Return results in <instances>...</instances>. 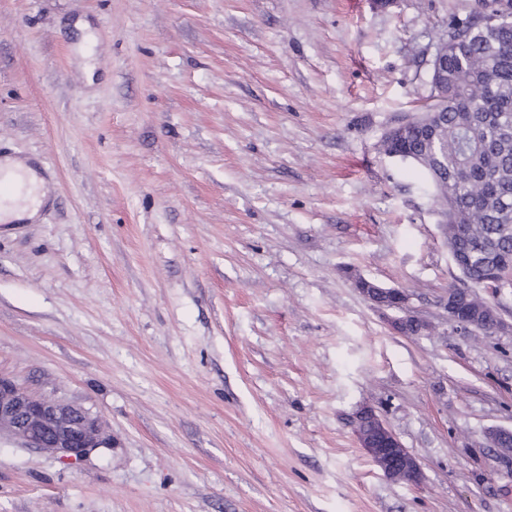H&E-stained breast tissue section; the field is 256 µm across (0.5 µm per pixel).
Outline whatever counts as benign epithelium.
I'll list each match as a JSON object with an SVG mask.
<instances>
[{
    "label": "benign epithelium",
    "instance_id": "benign-epithelium-1",
    "mask_svg": "<svg viewBox=\"0 0 512 512\" xmlns=\"http://www.w3.org/2000/svg\"><path fill=\"white\" fill-rule=\"evenodd\" d=\"M354 286L372 303L381 296L392 299L393 306L402 312L392 320L395 331L406 333L409 321L418 319L407 311L409 296L405 291L384 287L364 277L356 278ZM444 308L449 325L470 330L472 319L464 316L458 289H448ZM4 436L66 460H79L111 442L100 419L89 410L63 399L35 396L13 379L0 375V438ZM357 438L389 479L409 484L422 481L423 471L416 458L370 406L361 407L357 413ZM489 439L503 449L505 456L512 455L511 430L493 429Z\"/></svg>",
    "mask_w": 512,
    "mask_h": 512
}]
</instances>
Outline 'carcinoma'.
<instances>
[{"label": "carcinoma", "mask_w": 512, "mask_h": 512, "mask_svg": "<svg viewBox=\"0 0 512 512\" xmlns=\"http://www.w3.org/2000/svg\"><path fill=\"white\" fill-rule=\"evenodd\" d=\"M482 2V13L448 18L442 75L421 109L437 113L434 132L417 116L378 145L384 155L408 157L433 189L448 246L471 258L459 271L473 285L462 292L473 315L485 302L474 289L509 274L490 263L512 255V0ZM497 14L511 19L487 26Z\"/></svg>", "instance_id": "obj_1"}]
</instances>
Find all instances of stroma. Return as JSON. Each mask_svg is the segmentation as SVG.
Listing matches in <instances>:
<instances>
[{
    "label": "stroma",
    "mask_w": 512,
    "mask_h": 512,
    "mask_svg": "<svg viewBox=\"0 0 512 512\" xmlns=\"http://www.w3.org/2000/svg\"><path fill=\"white\" fill-rule=\"evenodd\" d=\"M475 0H0V375L99 416L0 440V512H512V332L465 336L420 171L379 153ZM410 296L430 333L354 276ZM371 405L418 460L386 478ZM14 187L0 204V222L32 220L42 206L46 192L43 181L36 171L20 162L8 158L0 162V180ZM354 286L357 291L368 301L374 303L377 302V299L380 296H388L393 301V306H395L399 312H402L404 315L396 317L392 320V326L395 331L401 334H405L407 331L408 323L411 320H420L424 321L416 315H412L407 311V306L409 302L408 294L399 288H387L379 283L364 278L358 277L354 281ZM408 336H416L421 333L419 328H409ZM356 431L361 448L386 477L409 484L422 481L420 464L374 408L361 407L357 413Z\"/></svg>",
    "instance_id": "stroma-1"
}]
</instances>
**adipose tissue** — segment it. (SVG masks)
Returning <instances> with one entry per match:
<instances>
[{
  "label": "adipose tissue",
  "instance_id": "1",
  "mask_svg": "<svg viewBox=\"0 0 512 512\" xmlns=\"http://www.w3.org/2000/svg\"><path fill=\"white\" fill-rule=\"evenodd\" d=\"M0 182L13 186V193L0 200V222L34 219L46 192L36 171L25 164L6 159L0 161Z\"/></svg>",
  "mask_w": 512,
  "mask_h": 512
}]
</instances>
